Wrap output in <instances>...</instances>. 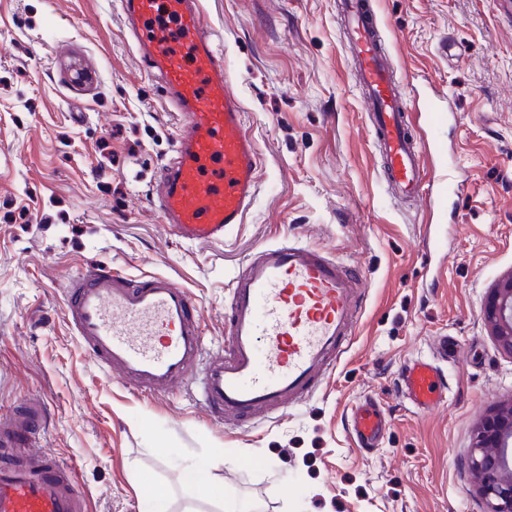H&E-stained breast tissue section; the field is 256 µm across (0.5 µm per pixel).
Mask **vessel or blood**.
<instances>
[{
    "label": "vessel or blood",
    "mask_w": 512,
    "mask_h": 512,
    "mask_svg": "<svg viewBox=\"0 0 512 512\" xmlns=\"http://www.w3.org/2000/svg\"><path fill=\"white\" fill-rule=\"evenodd\" d=\"M119 5L165 102L184 116L153 202L178 240L223 242L254 203L260 156L201 0ZM336 8L386 184L406 199L447 204L458 193V175L430 178L431 146L411 132L412 108L369 0H337ZM230 288L228 345L218 354L207 347L190 291L158 272L133 277L105 263L84 265L69 285L67 322L101 369L141 395L193 385L202 409L218 419L303 404L355 334L364 280L326 251L285 239L250 254ZM454 359L444 337L434 358H409L400 373L406 404L419 413L445 404L443 366ZM388 427L372 402L353 408L350 433L358 447H379ZM39 432L36 409L0 417V445L14 456L0 462V512H82L67 471L51 456L30 455Z\"/></svg>",
    "instance_id": "1"
}]
</instances>
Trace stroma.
Returning <instances> with one entry per match:
<instances>
[{"instance_id": "stroma-1", "label": "stroma", "mask_w": 512, "mask_h": 512, "mask_svg": "<svg viewBox=\"0 0 512 512\" xmlns=\"http://www.w3.org/2000/svg\"><path fill=\"white\" fill-rule=\"evenodd\" d=\"M417 107L454 111L435 170L456 168V212L397 204L380 175L333 0H202L261 157L246 223L189 245L152 202L181 118L123 32L117 0H0V414L46 406L35 452L71 470L87 512H221L182 476L245 512H488L470 451L512 403V356L482 318L512 271V0H370ZM463 45L449 58L448 39ZM288 238L358 266L357 333L306 403L254 423L201 413L190 387L139 395L71 333L65 286L84 264L151 270L188 288L208 348L223 350L229 281L258 247ZM454 338L448 403L396 396L405 359ZM377 401L390 428L355 446L347 415Z\"/></svg>"}]
</instances>
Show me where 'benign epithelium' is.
I'll list each match as a JSON object with an SVG mask.
<instances>
[{
    "label": "benign epithelium",
    "instance_id": "7a95c632",
    "mask_svg": "<svg viewBox=\"0 0 512 512\" xmlns=\"http://www.w3.org/2000/svg\"><path fill=\"white\" fill-rule=\"evenodd\" d=\"M482 315L498 347L512 356V272L490 289ZM511 443L512 405L499 409L483 423L471 450L476 490L491 506L489 512H512V479L503 478L509 467L507 448Z\"/></svg>",
    "mask_w": 512,
    "mask_h": 512
}]
</instances>
